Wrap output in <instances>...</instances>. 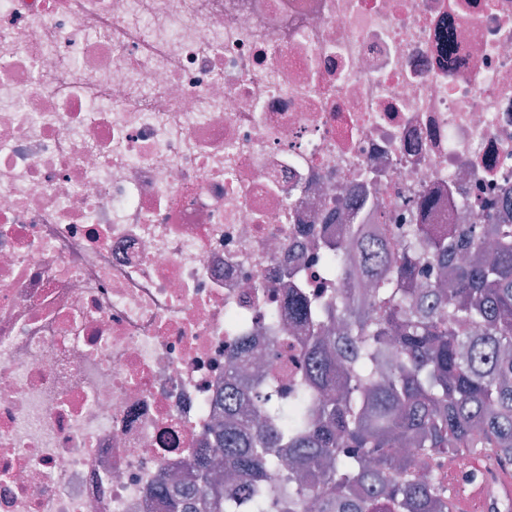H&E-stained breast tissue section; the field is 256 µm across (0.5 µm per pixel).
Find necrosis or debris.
Returning <instances> with one entry per match:
<instances>
[{
	"label": "necrosis or debris",
	"mask_w": 512,
	"mask_h": 512,
	"mask_svg": "<svg viewBox=\"0 0 512 512\" xmlns=\"http://www.w3.org/2000/svg\"><path fill=\"white\" fill-rule=\"evenodd\" d=\"M503 215L512 0H0V512H169L324 242Z\"/></svg>",
	"instance_id": "necrosis-or-debris-1"
}]
</instances>
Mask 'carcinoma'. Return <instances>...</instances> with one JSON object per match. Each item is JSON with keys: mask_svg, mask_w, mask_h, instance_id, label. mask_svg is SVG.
Wrapping results in <instances>:
<instances>
[{"mask_svg": "<svg viewBox=\"0 0 512 512\" xmlns=\"http://www.w3.org/2000/svg\"><path fill=\"white\" fill-rule=\"evenodd\" d=\"M406 241L391 254L376 225L351 224L323 260L345 296L288 300L311 329L305 384L255 426L225 412L236 489L199 482L204 512H273L280 496L291 512H458L464 485L412 474L436 453L512 476V224H421ZM225 377L224 402L245 394L238 366ZM279 458L294 476L272 489Z\"/></svg>", "mask_w": 512, "mask_h": 512, "instance_id": "obj_1", "label": "carcinoma"}]
</instances>
